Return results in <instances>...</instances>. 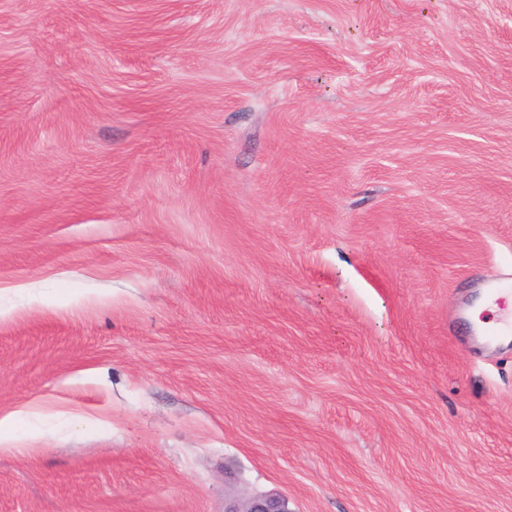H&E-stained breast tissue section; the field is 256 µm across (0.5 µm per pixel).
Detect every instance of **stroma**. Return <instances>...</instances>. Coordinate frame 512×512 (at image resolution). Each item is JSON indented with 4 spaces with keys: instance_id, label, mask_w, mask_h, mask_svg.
Returning <instances> with one entry per match:
<instances>
[{
    "instance_id": "obj_1",
    "label": "stroma",
    "mask_w": 512,
    "mask_h": 512,
    "mask_svg": "<svg viewBox=\"0 0 512 512\" xmlns=\"http://www.w3.org/2000/svg\"><path fill=\"white\" fill-rule=\"evenodd\" d=\"M512 0H0V512H512ZM288 498L280 493L235 496L224 500V512H291Z\"/></svg>"
}]
</instances>
